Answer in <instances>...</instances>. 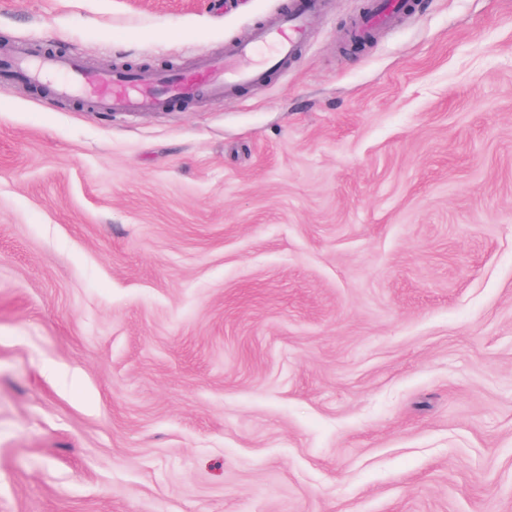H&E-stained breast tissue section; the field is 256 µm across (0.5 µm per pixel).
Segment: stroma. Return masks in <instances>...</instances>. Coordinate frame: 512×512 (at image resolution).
I'll return each instance as SVG.
<instances>
[{"instance_id": "1", "label": "stroma", "mask_w": 512, "mask_h": 512, "mask_svg": "<svg viewBox=\"0 0 512 512\" xmlns=\"http://www.w3.org/2000/svg\"><path fill=\"white\" fill-rule=\"evenodd\" d=\"M287 0H0L190 69ZM329 0L288 68L0 92V512H512V0ZM370 9L361 20L363 31L385 27L408 9L407 0H373Z\"/></svg>"}]
</instances>
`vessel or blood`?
Wrapping results in <instances>:
<instances>
[{"instance_id":"obj_1","label":"vessel or blood","mask_w":512,"mask_h":512,"mask_svg":"<svg viewBox=\"0 0 512 512\" xmlns=\"http://www.w3.org/2000/svg\"><path fill=\"white\" fill-rule=\"evenodd\" d=\"M325 8V0H290L286 11L258 25L248 41L231 45L223 57H201L190 70L147 73L115 68L95 72L73 58L19 55L0 70V86L15 78L38 81L49 72L62 71L67 78L56 86L59 95L88 97L97 110L118 115L138 112L147 104L162 111L176 102L232 95L287 68L306 41L312 21ZM407 9V0H373L361 28L385 27Z\"/></svg>"}]
</instances>
